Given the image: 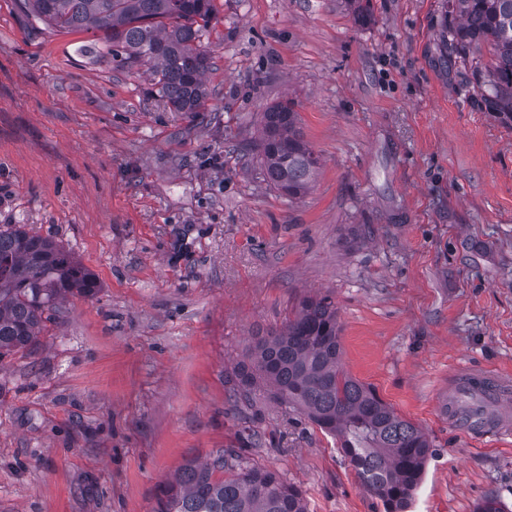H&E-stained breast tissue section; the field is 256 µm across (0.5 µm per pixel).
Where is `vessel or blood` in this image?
Listing matches in <instances>:
<instances>
[{
    "label": "vessel or blood",
    "instance_id": "b4317fda",
    "mask_svg": "<svg viewBox=\"0 0 512 512\" xmlns=\"http://www.w3.org/2000/svg\"><path fill=\"white\" fill-rule=\"evenodd\" d=\"M443 410L455 428L474 437H512V379L464 367L448 378Z\"/></svg>",
    "mask_w": 512,
    "mask_h": 512
}]
</instances>
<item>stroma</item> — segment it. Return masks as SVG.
<instances>
[{
  "instance_id": "obj_1",
  "label": "stroma",
  "mask_w": 512,
  "mask_h": 512,
  "mask_svg": "<svg viewBox=\"0 0 512 512\" xmlns=\"http://www.w3.org/2000/svg\"><path fill=\"white\" fill-rule=\"evenodd\" d=\"M220 0L204 111L92 60L0 0V227L95 275L33 351L0 361V512H154L187 461L232 450L308 512H384L336 439L233 394L253 336L333 297L342 364L434 444L408 512H512V438L440 409L459 367L512 375V120L475 92L489 48L440 66L445 0ZM297 104L322 167L291 199L235 148Z\"/></svg>"
}]
</instances>
